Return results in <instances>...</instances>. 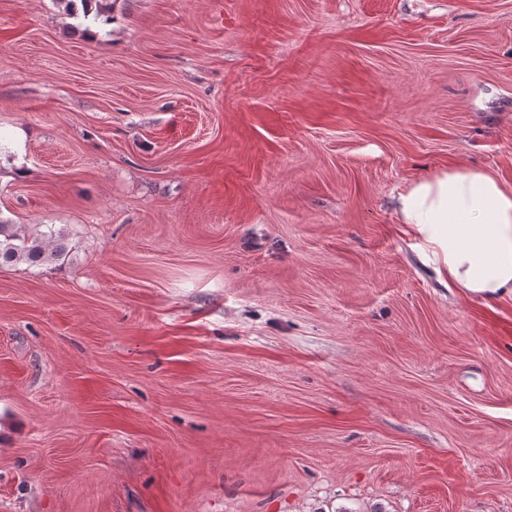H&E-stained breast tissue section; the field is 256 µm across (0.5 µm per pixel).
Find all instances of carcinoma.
Returning <instances> with one entry per match:
<instances>
[{"instance_id": "obj_1", "label": "carcinoma", "mask_w": 512, "mask_h": 512, "mask_svg": "<svg viewBox=\"0 0 512 512\" xmlns=\"http://www.w3.org/2000/svg\"><path fill=\"white\" fill-rule=\"evenodd\" d=\"M53 231H31L23 224H12L0 219V266L26 263L44 265L60 256L62 244L51 246Z\"/></svg>"}]
</instances>
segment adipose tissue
Listing matches in <instances>:
<instances>
[{"label":"adipose tissue","mask_w":512,"mask_h":512,"mask_svg":"<svg viewBox=\"0 0 512 512\" xmlns=\"http://www.w3.org/2000/svg\"><path fill=\"white\" fill-rule=\"evenodd\" d=\"M396 212L447 286L486 300L512 298V189L496 177L445 169L410 183Z\"/></svg>","instance_id":"obj_1"}]
</instances>
